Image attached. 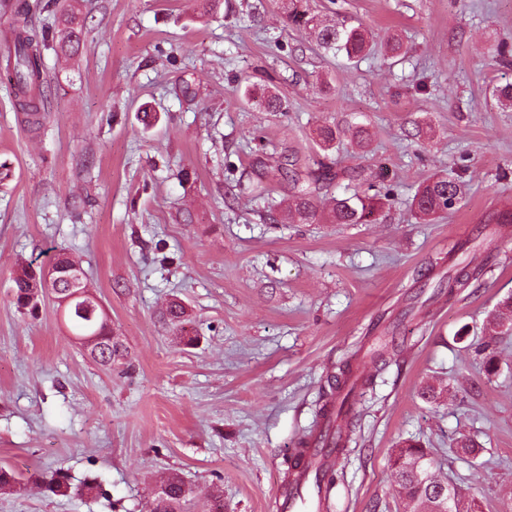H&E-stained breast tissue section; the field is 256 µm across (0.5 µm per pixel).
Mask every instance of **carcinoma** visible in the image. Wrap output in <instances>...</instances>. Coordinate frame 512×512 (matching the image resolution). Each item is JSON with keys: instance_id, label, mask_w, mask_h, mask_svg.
<instances>
[{"instance_id": "obj_1", "label": "carcinoma", "mask_w": 512, "mask_h": 512, "mask_svg": "<svg viewBox=\"0 0 512 512\" xmlns=\"http://www.w3.org/2000/svg\"><path fill=\"white\" fill-rule=\"evenodd\" d=\"M291 6L290 17L304 27L317 33L321 46L336 54H341L349 61H354L363 55L369 46L368 32L362 27H339L325 25L316 16L309 12L305 0H289ZM84 28V19L81 10L75 6L61 13L57 21V48L58 51L75 55L78 53L81 36ZM45 37L25 29L14 31L10 41L6 44V63L14 73V94L20 109L28 116V123L38 125L45 112L46 97L42 89L41 48ZM250 100L258 99L265 112H284L287 110L286 102L276 93L248 85L244 92ZM318 146L326 151L334 147L337 140L336 126L323 124L315 131ZM317 168L308 172V186L300 185L299 174L288 168H282V175L290 178L296 185L295 193L286 202V211L300 222L309 224L316 220L318 215L311 187H327L339 178V173L332 166L319 159ZM465 194V185L459 178L446 173L434 175L424 182L412 198L410 209L415 217L422 223H429L441 214L456 208ZM394 199L392 189L379 180L367 182L363 190L354 189L343 198L332 199L329 208V222L332 224H371L376 214L386 202ZM17 302L23 307H36L35 298L38 289L35 288L36 274L24 269L15 278ZM86 279H81L80 289L84 290V297L72 301L63 312L64 322L76 338H84L99 334L102 339L97 346L86 351V354L98 365L110 368L114 359L113 349L108 343V318H102L96 325L88 324V319L79 313L77 305L91 298L87 291ZM489 330L493 333L501 327L512 330V295L504 299L497 309L488 316ZM351 363L346 361L340 367L338 374L334 375L332 393L319 409L323 421L333 423V416L342 412H352L344 409L345 403L335 405L334 393L344 389L351 377ZM356 417H351L345 426L336 430V456L344 454L346 448L355 442ZM390 468L394 477L398 493L412 505V512H448V504L440 497L446 481L440 479L436 470L438 461L430 449L412 441L405 440L391 449L389 454ZM167 494L163 504V512H191L190 506L194 499V491L186 487L181 478L174 476L167 479Z\"/></svg>"}]
</instances>
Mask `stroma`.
Returning <instances> with one entry per match:
<instances>
[{
    "instance_id": "35a3bbf8",
    "label": "stroma",
    "mask_w": 512,
    "mask_h": 512,
    "mask_svg": "<svg viewBox=\"0 0 512 512\" xmlns=\"http://www.w3.org/2000/svg\"><path fill=\"white\" fill-rule=\"evenodd\" d=\"M64 0H0V44L54 27ZM80 54L42 49L48 118L30 130L0 61V468L17 483L0 512H150L178 475L208 512H279L286 458L315 429L336 364L373 372V337L396 365L354 389L358 442L342 456L328 512H410L389 452L413 438L440 477L512 512V332L499 366L478 351L485 322L512 295V107L493 86L512 65V0H309L326 23L362 25L361 60L325 51L288 16V0H229L209 19L198 0H79ZM402 39L407 54L386 49ZM194 100L178 96L182 81ZM249 83L288 103H243ZM154 121L143 126L142 112ZM336 125L328 161L392 185L374 224H300L288 181L252 191V159L299 171L319 158L314 130ZM368 127L371 145L351 140ZM467 183L456 209L418 223L407 203L438 171ZM80 260L127 354L97 366L48 293L18 307L19 268L55 251ZM477 273L448 291L462 266ZM186 311L185 335L167 318ZM442 387L435 403L423 387ZM481 445L473 456L460 435ZM65 477L67 495L45 489Z\"/></svg>"
}]
</instances>
